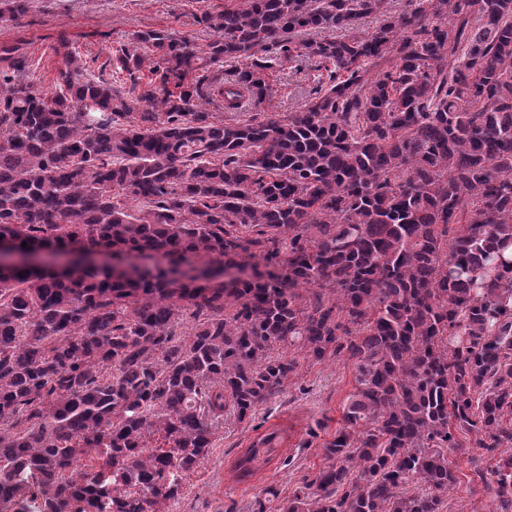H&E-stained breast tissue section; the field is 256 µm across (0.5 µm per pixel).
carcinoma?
<instances>
[{"label":"carcinoma","instance_id":"obj_1","mask_svg":"<svg viewBox=\"0 0 512 512\" xmlns=\"http://www.w3.org/2000/svg\"><path fill=\"white\" fill-rule=\"evenodd\" d=\"M234 2L196 19L224 30L204 48L132 32L126 91L63 40L50 97L0 46V238L168 261L0 264V512H168L224 411L283 391L281 346L352 365L355 391L279 512H447L465 447L500 453L468 458L470 492L512 512V0ZM301 59L315 96L240 111Z\"/></svg>","mask_w":512,"mask_h":512}]
</instances>
